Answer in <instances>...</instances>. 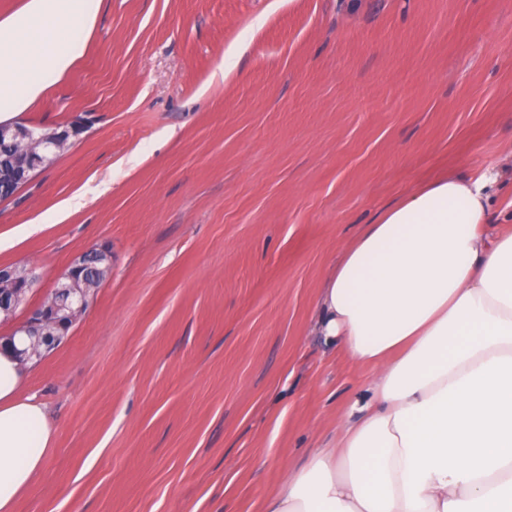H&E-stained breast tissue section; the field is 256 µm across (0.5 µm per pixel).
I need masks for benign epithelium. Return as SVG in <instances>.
<instances>
[{
  "instance_id": "1",
  "label": "benign epithelium",
  "mask_w": 512,
  "mask_h": 512,
  "mask_svg": "<svg viewBox=\"0 0 512 512\" xmlns=\"http://www.w3.org/2000/svg\"><path fill=\"white\" fill-rule=\"evenodd\" d=\"M78 118L62 129L35 130L24 124H0V144L10 151L0 154V183L21 184L37 167L46 166L51 158L70 147V139L84 129ZM112 270V252L92 248L83 253L67 269L64 282L50 289L40 304L30 308L25 321L16 331L28 337V345L17 352L23 365L44 357L81 316L87 300L96 290L97 279ZM38 274L33 268L0 266V284H8L0 298V312L10 318L24 292L33 288Z\"/></svg>"
}]
</instances>
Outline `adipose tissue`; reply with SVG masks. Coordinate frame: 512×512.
I'll list each match as a JSON object with an SVG mask.
<instances>
[{"label": "adipose tissue", "mask_w": 512, "mask_h": 512, "mask_svg": "<svg viewBox=\"0 0 512 512\" xmlns=\"http://www.w3.org/2000/svg\"><path fill=\"white\" fill-rule=\"evenodd\" d=\"M101 0H25L0 19V116L38 102L86 51ZM496 170L385 209L340 252L317 331L374 374L334 447L262 512H512V224ZM0 352V512L45 466L54 429Z\"/></svg>", "instance_id": "1"}]
</instances>
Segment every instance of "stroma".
Returning <instances> with one entry per match:
<instances>
[{"instance_id": "35a3bbf8", "label": "stroma", "mask_w": 512, "mask_h": 512, "mask_svg": "<svg viewBox=\"0 0 512 512\" xmlns=\"http://www.w3.org/2000/svg\"><path fill=\"white\" fill-rule=\"evenodd\" d=\"M78 117L0 199L29 306L112 252L29 368L55 443L16 512H260L373 376L312 334L340 248L512 152V0H102L83 58L15 115Z\"/></svg>"}]
</instances>
